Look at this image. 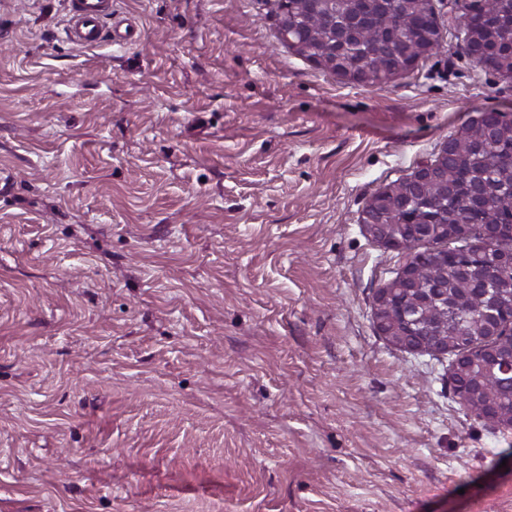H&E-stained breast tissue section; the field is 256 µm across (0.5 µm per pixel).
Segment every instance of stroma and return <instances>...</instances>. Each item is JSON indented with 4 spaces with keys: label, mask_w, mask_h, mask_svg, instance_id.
<instances>
[{
    "label": "stroma",
    "mask_w": 512,
    "mask_h": 512,
    "mask_svg": "<svg viewBox=\"0 0 512 512\" xmlns=\"http://www.w3.org/2000/svg\"><path fill=\"white\" fill-rule=\"evenodd\" d=\"M434 3L440 52L376 89L262 0H112L139 40L91 48L0 0V512H512V429L371 309L404 257L367 199L512 119ZM406 314L407 313L402 311L403 323L401 327L405 330L401 331L398 334L395 332L394 327H392L386 319L380 316L374 317L375 327L378 334L380 336H383L386 340H388L391 344L398 348H404V346L398 343L395 336H408L411 333V331H414L415 321L413 319L407 318Z\"/></svg>",
    "instance_id": "obj_1"
}]
</instances>
